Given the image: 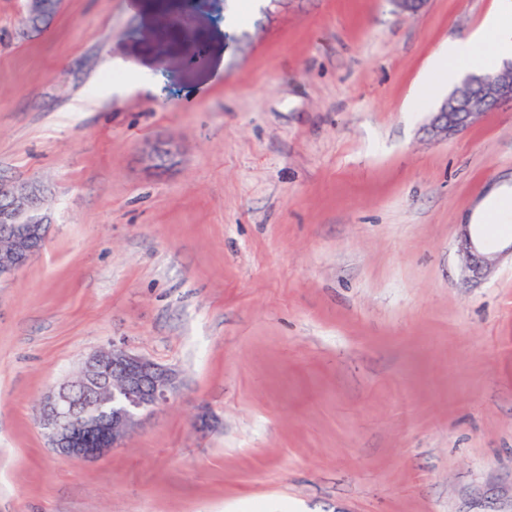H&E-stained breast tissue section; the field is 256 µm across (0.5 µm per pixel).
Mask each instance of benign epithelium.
Masks as SVG:
<instances>
[{
    "instance_id": "obj_1",
    "label": "benign epithelium",
    "mask_w": 512,
    "mask_h": 512,
    "mask_svg": "<svg viewBox=\"0 0 512 512\" xmlns=\"http://www.w3.org/2000/svg\"><path fill=\"white\" fill-rule=\"evenodd\" d=\"M503 103L512 104V60L497 70L464 76L430 112L428 133L448 139ZM37 197L33 190L0 180V225L11 232L9 252L0 255V281L25 266L36 252L35 240L46 238L48 227L38 216ZM482 248L478 237L462 239L461 251L475 270L492 265ZM82 371L80 390L64 385L46 396L42 423L59 456L86 462L121 446L142 412L168 400L175 380L172 369L115 343L93 354Z\"/></svg>"
}]
</instances>
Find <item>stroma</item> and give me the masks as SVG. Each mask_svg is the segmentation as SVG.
I'll use <instances>...</instances> for the list:
<instances>
[{"label":"stroma","instance_id":"stroma-1","mask_svg":"<svg viewBox=\"0 0 512 512\" xmlns=\"http://www.w3.org/2000/svg\"><path fill=\"white\" fill-rule=\"evenodd\" d=\"M494 0H0V512H512V107L439 141L419 81ZM204 45L205 66L192 64ZM490 242L481 278L458 255ZM177 374L97 461L41 403L111 341ZM38 194L26 190L25 186H17L0 180V225L10 229V249L2 256L0 249V281L15 274L26 265L36 252L33 243L36 239H46L47 224L38 216Z\"/></svg>","mask_w":512,"mask_h":512}]
</instances>
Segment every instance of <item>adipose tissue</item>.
Instances as JSON below:
<instances>
[{"instance_id": "obj_1", "label": "adipose tissue", "mask_w": 512, "mask_h": 512, "mask_svg": "<svg viewBox=\"0 0 512 512\" xmlns=\"http://www.w3.org/2000/svg\"><path fill=\"white\" fill-rule=\"evenodd\" d=\"M509 55L512 56V0H496L478 29L449 40L435 56L418 91L432 94L439 85L454 83L460 72L487 69L494 60Z\"/></svg>"}]
</instances>
